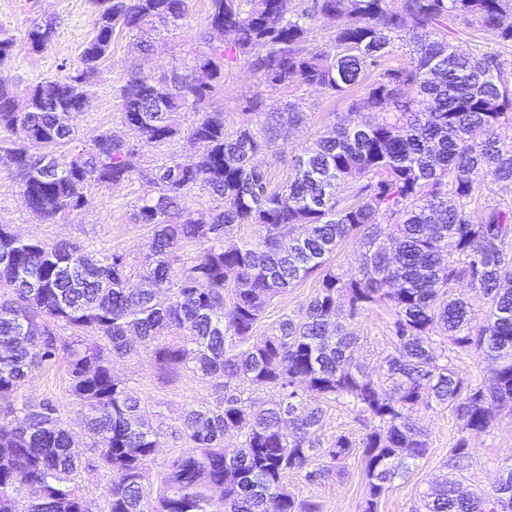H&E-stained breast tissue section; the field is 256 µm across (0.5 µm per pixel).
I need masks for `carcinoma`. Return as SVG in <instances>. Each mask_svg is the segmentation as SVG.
<instances>
[{
    "mask_svg": "<svg viewBox=\"0 0 512 512\" xmlns=\"http://www.w3.org/2000/svg\"><path fill=\"white\" fill-rule=\"evenodd\" d=\"M93 33L76 65L27 88L25 110L0 84V133L17 137L6 157L29 206L47 220L82 210L90 184L133 178L155 194L133 220L151 229L143 260L124 252L90 255L70 240L21 237L0 225V512H91L78 480L107 477L99 512H322L300 499L289 474L310 481L338 472L354 444L325 441L329 403H349L364 417L359 442L366 462L363 512L428 450L411 421L435 401L460 421L452 458L469 456L467 435L487 431L495 404L512 403V209L491 206L478 219L473 173L512 188V87L500 52L477 42L454 45L462 22L512 47V0H208L207 26L227 40L195 58L201 83L173 72L155 79L130 73L121 87L120 126L101 127L79 151L73 120L118 32L159 20L178 25L188 0H96ZM323 17L331 38L310 46ZM56 24L34 22L23 40L0 33V64L18 51L38 53ZM410 47L403 63L396 49ZM239 62L270 86L296 84L343 96L365 84L361 113L336 135L296 159L291 176L270 187L254 157L278 129L297 130L303 113L290 105L262 125L246 110L225 126L214 100L224 66ZM377 70L366 84L365 71ZM192 113L187 126L175 116ZM184 139L203 153L191 163L171 154L147 165L142 147ZM199 188L223 207L194 215L187 194ZM256 238L224 246L235 227ZM350 238L365 252L357 273L337 271L333 257ZM202 246L193 264L173 274L176 252ZM319 288L303 313H284L272 333L256 335L271 301L307 278ZM466 280L480 290L484 324L471 326L468 304L451 298ZM388 301L394 310L384 387L354 364L345 321ZM445 336L458 350L491 362L484 386L458 376ZM146 354L161 372L191 371L222 388L209 407H188L170 430L146 421L145 401L112 374V358ZM64 361L69 394L90 444H75L67 415L50 397L14 398L37 369ZM275 392L269 407L248 391ZM238 443L226 445V436ZM167 438L189 451L158 462ZM156 486L153 499L144 485ZM424 512H512V466L490 494L462 482L438 485Z\"/></svg>",
    "mask_w": 512,
    "mask_h": 512,
    "instance_id": "cac0c4a2",
    "label": "carcinoma"
}]
</instances>
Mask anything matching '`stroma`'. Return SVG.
<instances>
[{
    "instance_id": "stroma-1",
    "label": "stroma",
    "mask_w": 512,
    "mask_h": 512,
    "mask_svg": "<svg viewBox=\"0 0 512 512\" xmlns=\"http://www.w3.org/2000/svg\"><path fill=\"white\" fill-rule=\"evenodd\" d=\"M206 15L207 0H190L189 14L180 28L153 22L148 28L153 48L147 53L139 50L134 34L116 36L111 54L101 63L93 80L89 106L75 121L80 147H89L99 127L119 123L120 88L131 72L156 78L175 70L189 73L197 55L207 51L209 43L221 42L217 33L211 41L203 40ZM96 16L94 0H0V30L14 37H22L35 19L49 18L57 24L56 38L46 50L23 53L0 65V82L29 84L61 76L62 63L77 61L80 45L91 32ZM257 97L265 101L268 110L296 102L304 113V123L297 132L257 158L275 187L287 182L297 155L315 140L329 135L337 122L351 117L348 99L313 87L272 88L261 84L257 75L243 64L226 66L224 94L217 105L224 111L228 129L237 127L245 108ZM153 192L149 183L137 178L111 187L92 185L86 191L88 204L84 209L50 221L27 207L11 166L0 155V224L9 225L25 237L46 241L70 239L92 253L116 250L127 253L131 261H138L150 230L134 223L132 213L137 203ZM317 287L316 279L311 277L276 297L259 323L258 333L271 332L283 311L300 312ZM393 319L389 305L382 303L352 323L351 330L357 338L353 357L367 370H378L382 364L390 348ZM112 373L144 398L147 414L155 422H174L187 405L212 403L218 396L212 382L189 372L169 378L144 356L114 359ZM67 389L66 369L57 363L34 373L20 392L47 396L67 405ZM412 419L425 432L429 451L379 499L377 512H413L421 504L423 494L436 481L447 477L463 480L476 492H491L503 468L512 464V404L496 407L490 428L470 437V465L461 472L448 465V455L460 435L455 413L445 406L422 405L413 411ZM365 484V465L357 450L345 460L341 475L313 484L301 475L288 477V486L295 495L316 498L323 512H362Z\"/></svg>"
}]
</instances>
